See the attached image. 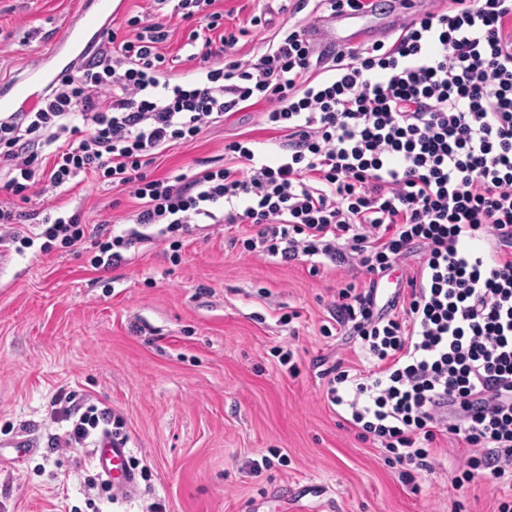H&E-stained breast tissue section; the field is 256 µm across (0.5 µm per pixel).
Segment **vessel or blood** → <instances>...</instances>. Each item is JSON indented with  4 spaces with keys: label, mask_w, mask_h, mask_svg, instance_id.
<instances>
[{
    "label": "vessel or blood",
    "mask_w": 512,
    "mask_h": 512,
    "mask_svg": "<svg viewBox=\"0 0 512 512\" xmlns=\"http://www.w3.org/2000/svg\"><path fill=\"white\" fill-rule=\"evenodd\" d=\"M112 0H92L77 20L71 23L57 38L32 72L12 83L0 92V112H17L29 105L32 97L27 90L31 83L48 88L56 81V63L60 58L79 59L85 52L84 38L93 34L103 36L106 22L112 15ZM129 450L125 445L96 448L94 460L97 467L108 477L112 488L125 497L136 496L139 484L135 472L127 465Z\"/></svg>",
    "instance_id": "1"
}]
</instances>
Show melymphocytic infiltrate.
Wrapping results in <instances>:
<instances>
[{
    "label": "lymphocytic infiltrate",
    "mask_w": 512,
    "mask_h": 512,
    "mask_svg": "<svg viewBox=\"0 0 512 512\" xmlns=\"http://www.w3.org/2000/svg\"><path fill=\"white\" fill-rule=\"evenodd\" d=\"M195 20L187 61L199 76L165 78L171 36L146 16L109 32L23 112L0 113V260L40 244L79 249L95 237L93 268L118 266L147 240L179 251L201 220L248 226L247 252L360 268L367 287L336 294L333 328L355 337L368 372L323 369L326 398L360 436L401 466L404 483L431 471L438 435L462 441L452 483L479 476L512 489V0H399L410 15L391 40L317 48L322 13L374 12L376 0H294L297 21L265 51L243 58L246 27L225 22L219 0H155ZM261 106L282 133L275 159L249 140L225 144L230 164L193 177L155 178L166 149L197 139L236 112ZM110 182L137 199L131 229L89 230L79 213L22 210L41 180ZM415 258L386 303L380 281ZM69 427L50 445L72 451L125 420L108 407L70 403Z\"/></svg>",
    "instance_id": "obj_1"
}]
</instances>
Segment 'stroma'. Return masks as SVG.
<instances>
[{"label": "stroma", "instance_id": "obj_1", "mask_svg": "<svg viewBox=\"0 0 512 512\" xmlns=\"http://www.w3.org/2000/svg\"><path fill=\"white\" fill-rule=\"evenodd\" d=\"M87 0H0V88L34 66ZM261 106L169 148L156 176H194L224 162L226 142L246 137L259 154L280 151ZM65 204L82 221L123 223L136 207L125 190L95 180L42 183L30 206ZM239 227H202L179 261L167 245L139 244L118 267L90 266L80 251L39 247L0 262V512H292L277 486L311 489L321 512H495L508 491L480 479L456 488L467 448L439 455L411 490L398 465L361 440L325 396L317 359L367 370L357 344L321 333L337 290L369 277L342 268L312 274L303 260L272 261L231 248ZM292 351L291 375L279 354ZM123 415L142 476L132 498L89 489L92 448L55 451L59 395ZM38 443L30 455L14 441Z\"/></svg>", "mask_w": 512, "mask_h": 512}]
</instances>
